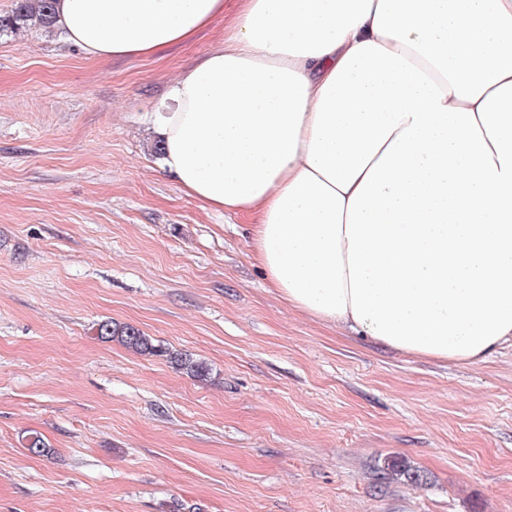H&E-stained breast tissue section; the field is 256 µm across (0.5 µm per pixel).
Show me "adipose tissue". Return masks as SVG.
Listing matches in <instances>:
<instances>
[{
    "label": "adipose tissue",
    "mask_w": 512,
    "mask_h": 512,
    "mask_svg": "<svg viewBox=\"0 0 512 512\" xmlns=\"http://www.w3.org/2000/svg\"><path fill=\"white\" fill-rule=\"evenodd\" d=\"M167 85L162 166L252 218L288 304L416 356L512 344V0H57L87 56H151L215 18Z\"/></svg>",
    "instance_id": "obj_1"
}]
</instances>
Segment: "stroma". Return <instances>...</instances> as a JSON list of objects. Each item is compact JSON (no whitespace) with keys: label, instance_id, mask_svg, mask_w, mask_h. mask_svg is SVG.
Returning a JSON list of instances; mask_svg holds the SVG:
<instances>
[{"label":"stroma","instance_id":"stroma-1","mask_svg":"<svg viewBox=\"0 0 512 512\" xmlns=\"http://www.w3.org/2000/svg\"><path fill=\"white\" fill-rule=\"evenodd\" d=\"M223 42L220 18L115 59L0 33V512H512L511 345L434 361L309 316L248 219L162 169L149 113ZM96 335L102 341H118L141 355L167 357L177 369L200 380L209 378L210 369L205 363L195 361L187 355L171 353L164 345L155 343V339L134 326L106 320L98 324Z\"/></svg>","mask_w":512,"mask_h":512}]
</instances>
